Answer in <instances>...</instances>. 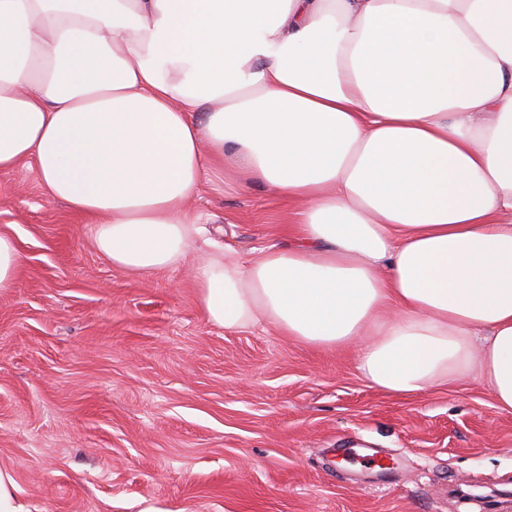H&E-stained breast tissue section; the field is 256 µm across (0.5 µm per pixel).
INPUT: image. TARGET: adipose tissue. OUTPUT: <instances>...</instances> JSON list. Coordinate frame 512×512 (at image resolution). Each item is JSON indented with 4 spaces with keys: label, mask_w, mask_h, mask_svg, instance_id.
<instances>
[{
    "label": "adipose tissue",
    "mask_w": 512,
    "mask_h": 512,
    "mask_svg": "<svg viewBox=\"0 0 512 512\" xmlns=\"http://www.w3.org/2000/svg\"><path fill=\"white\" fill-rule=\"evenodd\" d=\"M30 165L114 268L190 264L213 325L512 412V0H0V171ZM205 178L288 201L292 245L226 258Z\"/></svg>",
    "instance_id": "obj_1"
}]
</instances>
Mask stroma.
Instances as JSON below:
<instances>
[{"mask_svg": "<svg viewBox=\"0 0 512 512\" xmlns=\"http://www.w3.org/2000/svg\"><path fill=\"white\" fill-rule=\"evenodd\" d=\"M189 207L240 258L290 242L263 184ZM0 231L22 256L0 294V468L30 512H482L455 488L512 489V413L479 381L398 397L354 349L218 328L190 265L113 268L32 168L0 172Z\"/></svg>", "mask_w": 512, "mask_h": 512, "instance_id": "1", "label": "stroma"}]
</instances>
